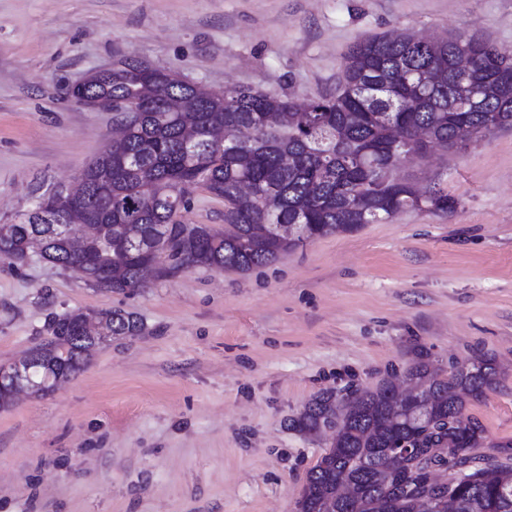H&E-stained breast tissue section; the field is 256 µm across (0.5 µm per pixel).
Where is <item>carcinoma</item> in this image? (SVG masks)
I'll list each match as a JSON object with an SVG mask.
<instances>
[{"label": "carcinoma", "mask_w": 512, "mask_h": 512, "mask_svg": "<svg viewBox=\"0 0 512 512\" xmlns=\"http://www.w3.org/2000/svg\"><path fill=\"white\" fill-rule=\"evenodd\" d=\"M69 96L112 100L125 133L87 166L80 213L39 216L36 197L0 231V263L24 264L37 241L53 266H80L70 226L91 224L105 284L87 286L125 293L142 286V254L160 232L167 258L155 279L163 281L195 267L248 271L310 239L353 233L407 209L454 210L457 200L440 183L422 186L396 171L424 148L462 150L511 128L512 58L464 33L434 42L407 30L356 40L334 95L215 91L120 59ZM173 100L181 111L170 109ZM214 126L224 127L221 143L210 138ZM190 132L197 138L188 147ZM198 189L224 200V233L171 223ZM279 224L292 232L280 233ZM45 330L48 338L30 350L37 396L52 392L58 375L81 371L112 337L139 335L143 323L121 309L78 308L49 314ZM496 372L492 358L455 363L446 374L420 361L407 371L418 389L413 397L397 398L390 379L352 401L333 391L315 396L289 427L309 437L332 429L335 438L308 472L297 512H424L421 501L438 488L426 472L403 483L386 453L402 443L448 472L455 497L437 512H512V459L479 451L483 428L465 415Z\"/></svg>", "instance_id": "carcinoma-1"}]
</instances>
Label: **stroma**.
I'll use <instances>...</instances> for the list:
<instances>
[{
    "instance_id": "35a3bbf8",
    "label": "stroma",
    "mask_w": 512,
    "mask_h": 512,
    "mask_svg": "<svg viewBox=\"0 0 512 512\" xmlns=\"http://www.w3.org/2000/svg\"><path fill=\"white\" fill-rule=\"evenodd\" d=\"M405 29L512 57V0H0V224L109 144L112 112L66 91L112 61L303 98L335 91L356 39ZM398 175L440 180L456 209L131 293L37 258L0 264V363L44 339L52 312L122 309L144 324L53 393L0 405V512H297L330 438L290 419L421 358L445 373L493 357V388L466 413L485 445L512 441V129Z\"/></svg>"
}]
</instances>
